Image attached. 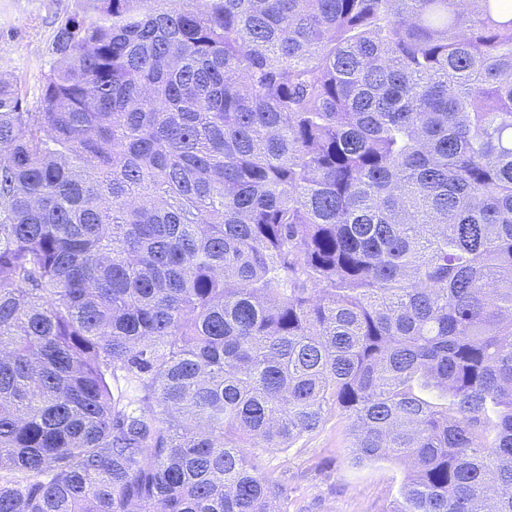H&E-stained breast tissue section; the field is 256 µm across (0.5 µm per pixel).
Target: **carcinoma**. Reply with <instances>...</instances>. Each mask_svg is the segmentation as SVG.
Returning <instances> with one entry per match:
<instances>
[{
    "instance_id": "1",
    "label": "carcinoma",
    "mask_w": 512,
    "mask_h": 512,
    "mask_svg": "<svg viewBox=\"0 0 512 512\" xmlns=\"http://www.w3.org/2000/svg\"><path fill=\"white\" fill-rule=\"evenodd\" d=\"M95 2L0 78V512H277L332 415L512 512V0Z\"/></svg>"
}]
</instances>
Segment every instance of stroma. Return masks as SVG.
Segmentation results:
<instances>
[{
  "label": "stroma",
  "mask_w": 512,
  "mask_h": 512,
  "mask_svg": "<svg viewBox=\"0 0 512 512\" xmlns=\"http://www.w3.org/2000/svg\"><path fill=\"white\" fill-rule=\"evenodd\" d=\"M91 13L90 0H0V77L24 80L30 105H38L56 26ZM256 454L261 470L288 488L279 512H386L407 475L395 460L353 461L346 423L336 416L290 448Z\"/></svg>",
  "instance_id": "35a3bbf8"
}]
</instances>
